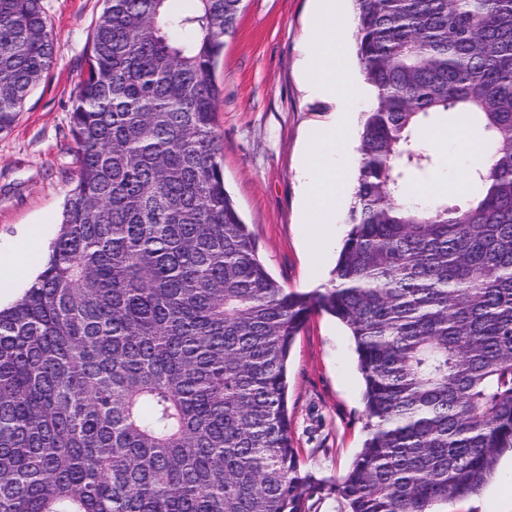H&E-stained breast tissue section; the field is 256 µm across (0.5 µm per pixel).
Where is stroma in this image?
I'll return each instance as SVG.
<instances>
[{"label": "stroma", "mask_w": 512, "mask_h": 512, "mask_svg": "<svg viewBox=\"0 0 512 512\" xmlns=\"http://www.w3.org/2000/svg\"><path fill=\"white\" fill-rule=\"evenodd\" d=\"M50 20L56 62L0 132V244L41 228L59 231L62 208L77 179L70 112L93 28L104 0H41ZM315 0H244L235 32L224 39L214 70L221 89L214 115L225 184L254 233L261 260L285 287L311 291L332 277L349 231V198L336 205V239L322 246L303 222L299 178L308 135L330 123L334 103L312 95L303 74ZM437 163L417 183L427 199H465L470 166L449 165L451 151L434 141ZM288 408L302 465L335 480L350 467L364 438L363 381L345 327L313 314L292 347ZM445 512H512V482L495 479L482 493L449 501Z\"/></svg>", "instance_id": "35a3bbf8"}]
</instances>
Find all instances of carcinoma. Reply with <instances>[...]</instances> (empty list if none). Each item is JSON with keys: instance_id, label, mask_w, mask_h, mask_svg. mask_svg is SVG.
<instances>
[{"instance_id": "carcinoma-1", "label": "carcinoma", "mask_w": 512, "mask_h": 512, "mask_svg": "<svg viewBox=\"0 0 512 512\" xmlns=\"http://www.w3.org/2000/svg\"><path fill=\"white\" fill-rule=\"evenodd\" d=\"M105 0L71 109L77 181L0 310V512H442L512 451V0H354L363 113L330 283L284 288L224 185L213 70L243 0ZM56 59L0 0V131ZM488 137L462 204L408 194L427 120ZM349 330L365 439L327 483L293 446L288 360Z\"/></svg>"}]
</instances>
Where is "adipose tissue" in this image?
Returning <instances> with one entry per match:
<instances>
[{"label": "adipose tissue", "instance_id": "1", "mask_svg": "<svg viewBox=\"0 0 512 512\" xmlns=\"http://www.w3.org/2000/svg\"><path fill=\"white\" fill-rule=\"evenodd\" d=\"M314 35L304 50L308 90L338 101L342 111H354L369 100L368 86L356 84L347 73L341 40L344 23L336 19V0H318ZM349 147L346 123L329 125L325 134L309 149L300 171L304 185V216L315 225L321 238H328L336 213L339 192L349 185L342 176V160Z\"/></svg>", "mask_w": 512, "mask_h": 512}]
</instances>
